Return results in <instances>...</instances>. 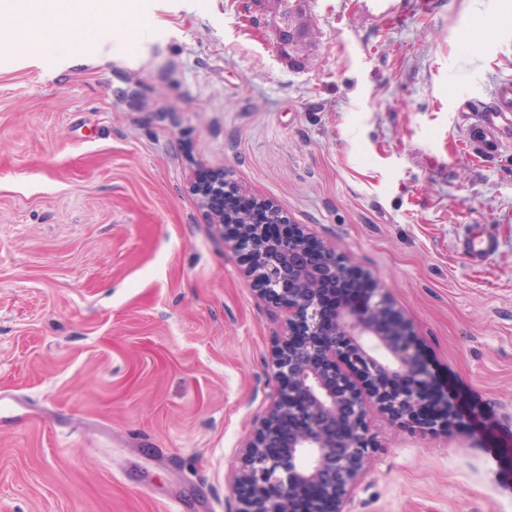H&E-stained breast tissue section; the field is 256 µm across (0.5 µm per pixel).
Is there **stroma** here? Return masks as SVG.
Wrapping results in <instances>:
<instances>
[{
	"label": "stroma",
	"instance_id": "stroma-1",
	"mask_svg": "<svg viewBox=\"0 0 512 512\" xmlns=\"http://www.w3.org/2000/svg\"><path fill=\"white\" fill-rule=\"evenodd\" d=\"M302 65L250 0L0 14V512H229L279 322L193 191L222 171L385 288L466 425L372 413L349 512H512V0H307ZM484 263L458 248L472 226ZM465 132L467 142L477 159L495 156L500 153L502 142L499 136L498 120L502 119L497 112H479ZM497 241L473 228L462 243V251L470 262H480L495 252Z\"/></svg>",
	"mask_w": 512,
	"mask_h": 512
}]
</instances>
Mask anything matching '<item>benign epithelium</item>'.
Wrapping results in <instances>:
<instances>
[{"instance_id":"obj_1","label":"benign epithelium","mask_w":512,"mask_h":512,"mask_svg":"<svg viewBox=\"0 0 512 512\" xmlns=\"http://www.w3.org/2000/svg\"><path fill=\"white\" fill-rule=\"evenodd\" d=\"M280 55L295 60L298 32L279 20ZM239 192L225 174L198 195L219 232L236 212L213 204L217 191ZM272 224L288 221L266 199ZM232 248L256 297L276 309L280 336L267 362L276 396L239 449L231 512H348L346 505L375 447L368 414L432 432L448 430V393L437 390L420 341L377 287L330 314L325 284L347 278V265L323 243L290 224L270 239L252 219L236 225Z\"/></svg>"}]
</instances>
